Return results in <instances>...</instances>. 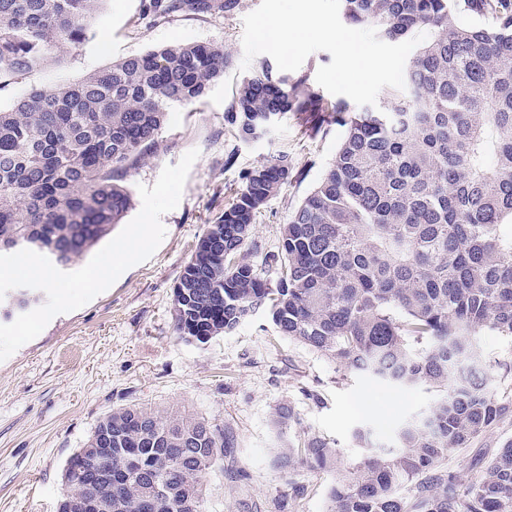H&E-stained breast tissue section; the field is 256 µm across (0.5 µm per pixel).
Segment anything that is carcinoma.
I'll return each mask as SVG.
<instances>
[{
	"instance_id": "cac0c4a2",
	"label": "carcinoma",
	"mask_w": 512,
	"mask_h": 512,
	"mask_svg": "<svg viewBox=\"0 0 512 512\" xmlns=\"http://www.w3.org/2000/svg\"><path fill=\"white\" fill-rule=\"evenodd\" d=\"M104 0H0V90L81 43ZM344 21L391 42L419 31L405 89L385 111L325 107L305 80L266 62L239 83L230 123L245 139L289 111L343 128L320 179L281 231L273 289L244 253L256 211L293 169L264 162L233 191L174 291L177 335L206 343L270 309L278 332L400 386L436 392L393 448L341 466L336 443L309 436L276 466L338 472L327 512H512V442L457 493L440 462L512 404L468 361L482 331L512 338V0H340ZM236 0H149L155 15L230 11ZM474 18L464 25L460 15ZM222 47L173 44L0 108V253L29 249L65 268L121 223L131 198L113 175L155 146L169 109L224 76ZM18 291L5 306L37 303ZM274 423H297L283 404ZM224 426L190 412L130 405L106 414L64 470L59 512H204V477L224 467ZM415 488L407 498L400 490Z\"/></svg>"
}]
</instances>
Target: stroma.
<instances>
[{
    "mask_svg": "<svg viewBox=\"0 0 512 512\" xmlns=\"http://www.w3.org/2000/svg\"><path fill=\"white\" fill-rule=\"evenodd\" d=\"M261 0H237L213 15L180 11L156 17L149 0H105L82 44L46 68L0 91L9 107L31 90L80 80L112 62L175 43L213 44L231 56L224 77L199 101L171 108L151 155L121 176L131 214L139 185L153 186L162 169L191 149L199 157L178 206L163 215L166 235L153 256L127 269L92 301L55 316L32 341L0 361V512H58L63 472L97 422L130 405L186 411L232 431L223 469L206 477V512H326L332 471L297 467L283 475L275 450L307 436L334 440L342 465L361 461L355 438L370 432L390 446L404 420L423 412L430 391L351 373L302 343L280 337L267 309L233 332L207 343L181 339L173 328L174 288L209 224L223 214L230 189L254 167L281 153L294 169L288 182L254 217L262 252L281 246V228L333 159L343 130L317 114L289 112L257 139L242 138L227 119L240 66L242 20ZM484 375L512 401V339L485 332L477 338ZM298 423L278 433L273 415L282 404ZM512 441V413L467 447L449 452L443 469L459 485L478 481L500 448Z\"/></svg>",
    "mask_w": 512,
    "mask_h": 512,
    "instance_id": "obj_1",
    "label": "stroma"
}]
</instances>
